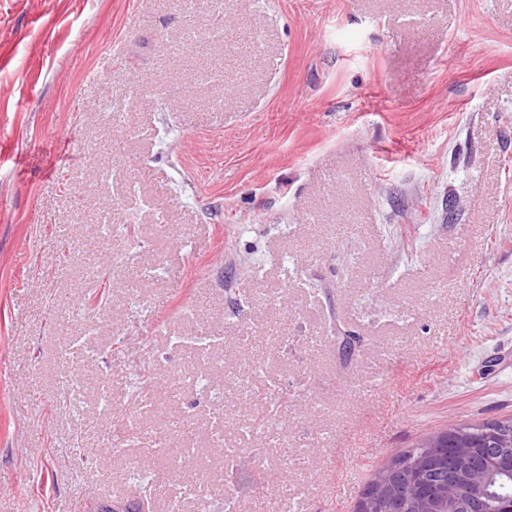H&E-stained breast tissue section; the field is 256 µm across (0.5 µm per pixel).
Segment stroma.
Segmentation results:
<instances>
[{
    "instance_id": "obj_1",
    "label": "stroma",
    "mask_w": 512,
    "mask_h": 512,
    "mask_svg": "<svg viewBox=\"0 0 512 512\" xmlns=\"http://www.w3.org/2000/svg\"><path fill=\"white\" fill-rule=\"evenodd\" d=\"M511 352L512 0H0V512H356Z\"/></svg>"
}]
</instances>
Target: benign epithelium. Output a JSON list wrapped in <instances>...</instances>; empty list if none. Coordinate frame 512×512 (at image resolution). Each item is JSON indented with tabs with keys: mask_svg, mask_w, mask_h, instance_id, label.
Listing matches in <instances>:
<instances>
[{
	"mask_svg": "<svg viewBox=\"0 0 512 512\" xmlns=\"http://www.w3.org/2000/svg\"><path fill=\"white\" fill-rule=\"evenodd\" d=\"M477 445L462 441L452 448L427 450L429 465L448 473V483L436 498L416 497L414 512H441L440 502L448 504V512H495L493 498L485 493L488 467L475 457ZM485 457L496 459V470L512 476V448H487ZM394 467L383 469L373 486L358 505V512H384V502L394 491Z\"/></svg>",
	"mask_w": 512,
	"mask_h": 512,
	"instance_id": "benign-epithelium-1",
	"label": "benign epithelium"
}]
</instances>
